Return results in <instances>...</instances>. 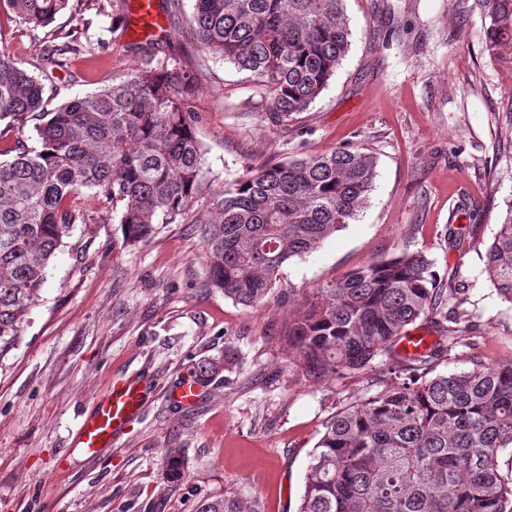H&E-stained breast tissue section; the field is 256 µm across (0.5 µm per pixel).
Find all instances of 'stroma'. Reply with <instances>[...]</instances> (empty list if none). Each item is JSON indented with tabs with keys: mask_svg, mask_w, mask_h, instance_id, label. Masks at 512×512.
I'll return each instance as SVG.
<instances>
[{
	"mask_svg": "<svg viewBox=\"0 0 512 512\" xmlns=\"http://www.w3.org/2000/svg\"><path fill=\"white\" fill-rule=\"evenodd\" d=\"M167 22L159 58L190 66L203 175L222 185L263 166L350 145L377 158L368 203L310 254L283 266L253 307L208 284L199 220L163 225L120 246L112 205L93 191L51 259L20 342L0 360V512H194L219 494L256 497L263 512H297L310 455L326 421L382 390L385 356L372 371L329 381L306 377L282 350L288 324L321 288L401 248L423 250L440 286L470 287L473 347L436 371L473 359L512 360V303L485 273V252L512 198V61L484 50L474 0H345L350 48L327 87L285 125L248 73L199 58L189 34L194 0ZM106 0L32 28L0 6V51L42 78L48 108L127 76L134 59L114 31ZM92 42L95 55L65 54L45 74L49 45ZM231 356L228 370L180 406L166 392L194 363ZM139 376L153 394L112 448L90 455L74 439L112 383ZM183 449L189 475L166 479V451Z\"/></svg>",
	"mask_w": 512,
	"mask_h": 512,
	"instance_id": "obj_1",
	"label": "stroma"
}]
</instances>
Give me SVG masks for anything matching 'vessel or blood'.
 Masks as SVG:
<instances>
[{
    "instance_id": "obj_1",
    "label": "vessel or blood",
    "mask_w": 512,
    "mask_h": 512,
    "mask_svg": "<svg viewBox=\"0 0 512 512\" xmlns=\"http://www.w3.org/2000/svg\"><path fill=\"white\" fill-rule=\"evenodd\" d=\"M128 26L132 33L145 32L158 39L165 38L167 32L166 20L157 0H135ZM198 390V384L187 376L170 390L169 396L175 404L186 406L196 401ZM149 395L148 385L141 380L127 379L115 383L81 422L77 432L80 447L90 454L111 447L147 403Z\"/></svg>"
}]
</instances>
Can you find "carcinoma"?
I'll return each instance as SVG.
<instances>
[{
	"label": "carcinoma",
	"instance_id": "obj_1",
	"mask_svg": "<svg viewBox=\"0 0 512 512\" xmlns=\"http://www.w3.org/2000/svg\"><path fill=\"white\" fill-rule=\"evenodd\" d=\"M484 50L512 52V0H477ZM18 18L45 27L76 10L75 0H3ZM126 29L128 0H109ZM198 52L251 74L270 98L269 115L287 123L326 88L350 47L344 0H195ZM156 41L127 44L139 55L130 76L45 109V86L0 52V122L33 124L38 146L0 161V357L18 343L38 304L51 258L89 214L83 189L120 207L122 245L150 239L159 224H181L198 198L215 218L202 222L210 286L243 306L261 303L283 265L341 230L367 204L376 158L355 148L289 159L212 189L202 173L195 112L178 88L192 81L156 58ZM433 262L401 249L321 289L320 301L289 326L288 358L326 381L374 367L387 355L394 375L376 394L353 401L326 423L307 468L298 512H512V361H475L468 371L434 373L437 360L472 344L470 288L436 285ZM488 281L512 303V199L486 250ZM435 339L403 355L417 324ZM231 359L190 369L204 384ZM182 449L167 453V479L188 475ZM195 512H261L256 499L217 495Z\"/></svg>",
	"mask_w": 512,
	"mask_h": 512
}]
</instances>
